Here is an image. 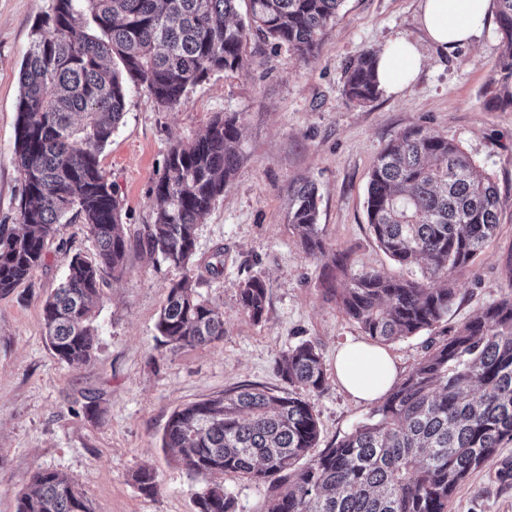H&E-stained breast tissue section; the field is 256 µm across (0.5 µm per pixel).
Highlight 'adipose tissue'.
I'll list each match as a JSON object with an SVG mask.
<instances>
[{
    "label": "adipose tissue",
    "mask_w": 512,
    "mask_h": 512,
    "mask_svg": "<svg viewBox=\"0 0 512 512\" xmlns=\"http://www.w3.org/2000/svg\"><path fill=\"white\" fill-rule=\"evenodd\" d=\"M495 10V0H421L420 23L432 43L448 53L489 28ZM423 62L410 42L401 40L385 47L377 67L380 86L392 92L401 90L420 72ZM335 370L343 388L368 403L385 396L397 376L390 354L362 341H349L338 349Z\"/></svg>",
    "instance_id": "ef3b65f1"
}]
</instances>
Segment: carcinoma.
<instances>
[{
	"label": "carcinoma",
	"mask_w": 512,
	"mask_h": 512,
	"mask_svg": "<svg viewBox=\"0 0 512 512\" xmlns=\"http://www.w3.org/2000/svg\"><path fill=\"white\" fill-rule=\"evenodd\" d=\"M239 0H53L33 27L20 72L14 163L22 181L20 217L0 224V294L10 293L45 260L53 225L87 226L95 260L71 258L64 282L44 303L45 339L68 366L96 350L95 309L103 274L125 270L128 238L120 201L100 165L127 103L128 84L146 88L159 107L180 106L215 71L245 68L250 30L315 62L322 37L344 0H249L247 24L232 22ZM503 47L484 91L489 110H512V0H497ZM378 51L346 70L345 95L368 104L381 93ZM236 115H217L205 133L172 144L152 188L156 207L140 241L147 252L185 268L196 253V226L224 194L238 161ZM288 223L309 256H330L325 293L372 341L385 344L431 330L456 299L455 273L471 264L499 230L500 194L492 176L458 143L415 127L377 157L367 197L368 226L399 265L426 261L419 283L381 271H348V255L328 252L311 183L288 189ZM243 313L262 321L266 283L239 289ZM174 348L224 338V314L199 298L191 279L172 283L156 324ZM286 395L242 384L175 410L164 444L197 476L237 474L272 491L266 512H448L457 488L490 460L512 483V293L426 347L412 372L369 420L311 455L320 438L305 392L325 382L322 358L305 341L276 364ZM139 489L155 492L148 468ZM195 512H236L221 483L193 496ZM18 512H91L75 481L38 470Z\"/></svg>",
	"instance_id": "obj_1"
}]
</instances>
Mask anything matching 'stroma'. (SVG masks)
Masks as SVG:
<instances>
[{
	"label": "stroma",
	"instance_id": "obj_1",
	"mask_svg": "<svg viewBox=\"0 0 512 512\" xmlns=\"http://www.w3.org/2000/svg\"><path fill=\"white\" fill-rule=\"evenodd\" d=\"M51 6L52 0H0V224L19 219L22 183L13 164L19 73L32 28ZM419 14V0H344L309 66L287 47L250 32L248 67L212 74L173 110L159 108L145 88L130 87L126 114L100 154L121 202L129 248L124 273L103 277L94 360L68 367L42 327L44 302L69 260L95 257L85 225H55L44 264L0 296V512H17L38 470L74 479L92 512H193L192 495L207 480L190 475L176 452L163 447L171 414L245 382L287 392L275 365L304 341L317 346L325 370L322 389L306 395L320 427L319 448L366 421L371 405L345 391L334 368L338 345L365 334L325 296V262L306 255L289 224L288 189L303 181L316 185L319 224L332 248L347 253L350 272L422 280L421 266L399 265L382 252L366 218L374 161L407 128L421 126L459 143L493 176L502 205L498 235L455 276L456 299L447 318L435 330L388 344L398 379L411 373L428 338L452 336L512 292V110H488L483 97L499 40L488 29L445 54L429 40ZM398 39L424 56L415 81L366 105L350 101L346 66L366 49ZM224 113L239 117L242 160L197 226L195 262L185 270L155 262L139 235L152 221V187L167 152ZM218 257L224 270L216 277L209 265ZM185 275L201 299L223 311L222 341L180 349L160 342L159 312L170 284ZM254 276L265 280L268 291L266 317L258 324L239 302L241 283ZM94 402L104 411L98 421L85 413ZM145 466L156 472L151 494L133 481ZM496 469L491 461L473 472L448 512H512V484L500 483ZM220 481L236 512H266L265 485L235 474Z\"/></svg>",
	"mask_w": 512,
	"mask_h": 512
}]
</instances>
